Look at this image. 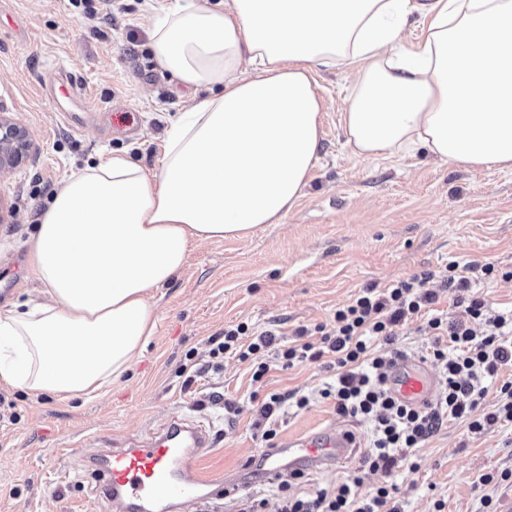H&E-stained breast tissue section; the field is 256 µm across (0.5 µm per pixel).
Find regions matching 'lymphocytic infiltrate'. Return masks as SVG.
Here are the masks:
<instances>
[{
    "label": "lymphocytic infiltrate",
    "mask_w": 512,
    "mask_h": 512,
    "mask_svg": "<svg viewBox=\"0 0 512 512\" xmlns=\"http://www.w3.org/2000/svg\"><path fill=\"white\" fill-rule=\"evenodd\" d=\"M470 268L449 263L443 279L456 289L454 302L459 314L448 318L435 313L436 292L428 290L427 276L393 282L385 289L368 286L347 305L337 309L331 324L299 329L296 340L284 344L272 330L258 333L245 324L225 330L209 340V368L220 372L225 354L252 361L253 380L270 370H288L307 362L322 363L333 371L332 383L320 391L321 398L334 400L336 411L368 422L372 427L371 448L362 469L346 480L310 496L290 493L288 482L277 486L280 512H400L395 489L388 485L364 491L365 472L391 473L398 463H412L414 450L447 420L466 422L473 433H484L496 425L512 426V381H501L512 369V320L489 311L485 299L471 294ZM426 316V328L434 335L430 356L442 365L448 391L435 404L417 409L401 404L388 392L385 378L396 348L395 326ZM500 380L492 411L479 413L488 394L486 379ZM308 406V397L267 393L256 406L255 427L265 441L278 435V418L288 402Z\"/></svg>",
    "instance_id": "f902f5d3"
}]
</instances>
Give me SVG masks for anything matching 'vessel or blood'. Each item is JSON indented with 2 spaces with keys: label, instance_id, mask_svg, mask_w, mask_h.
<instances>
[{
  "label": "vessel or blood",
  "instance_id": "1",
  "mask_svg": "<svg viewBox=\"0 0 512 512\" xmlns=\"http://www.w3.org/2000/svg\"><path fill=\"white\" fill-rule=\"evenodd\" d=\"M387 387L395 399L416 408L431 405L437 395V379L421 360H394ZM211 446L202 424L175 419L161 430L114 445L90 458L88 466L118 512H162L165 503L201 499L204 489L215 484V477L201 466ZM358 446L353 430L331 425L313 435L285 439L265 451L263 459L274 475L310 472L345 461Z\"/></svg>",
  "mask_w": 512,
  "mask_h": 512
}]
</instances>
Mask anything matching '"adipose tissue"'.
Wrapping results in <instances>:
<instances>
[{
  "mask_svg": "<svg viewBox=\"0 0 512 512\" xmlns=\"http://www.w3.org/2000/svg\"><path fill=\"white\" fill-rule=\"evenodd\" d=\"M158 67L189 94L160 167L112 152L57 187L28 250L41 297L0 310V382L99 397L156 322L151 303L199 244L281 223L319 160L314 68L356 73L341 114L361 158L420 147L512 169V0H164ZM425 37L402 48L407 18Z\"/></svg>",
  "mask_w": 512,
  "mask_h": 512,
  "instance_id": "ef3b65f1",
  "label": "adipose tissue"
}]
</instances>
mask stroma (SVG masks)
I'll return each instance as SVG.
<instances>
[{"label": "stroma", "mask_w": 512, "mask_h": 512, "mask_svg": "<svg viewBox=\"0 0 512 512\" xmlns=\"http://www.w3.org/2000/svg\"><path fill=\"white\" fill-rule=\"evenodd\" d=\"M151 19L142 0L102 5L96 16L68 0H0V107L31 143L17 165L0 172V276L19 284L0 309L37 296L27 262L28 241L64 177L112 149L126 150L156 169L164 132L189 96L155 63ZM83 85L95 111L59 118L49 97L57 70ZM323 99L320 160L298 204L279 224L246 238L193 248L183 269L152 292L155 336L131 369L103 397L64 402L0 383V512H112L83 470L98 453L90 438L160 429L170 419L202 423L212 437L205 471L221 476L207 504L177 512H225L224 484L239 496L267 492L264 512H279L267 482L248 460L265 448L253 426L252 396L294 391L305 408L288 406L278 434L352 426L361 445L370 427L337 415L319 392L328 372L317 363L269 371L228 355L224 369H207L208 341L238 323L291 337L301 327L332 321L336 309L369 285L432 273L437 310L452 311L454 293L442 277L448 263L493 264L499 275L478 279L475 293L496 312L512 310V171L462 169L421 149L400 158L363 159L345 144L340 122L354 86L350 69H315ZM194 359L197 372L179 371ZM239 414L225 416V402ZM417 470L370 473L366 488L395 484L401 512H512V428L469 432L443 422L419 448ZM493 475L484 483V475Z\"/></svg>", "instance_id": "obj_1"}]
</instances>
